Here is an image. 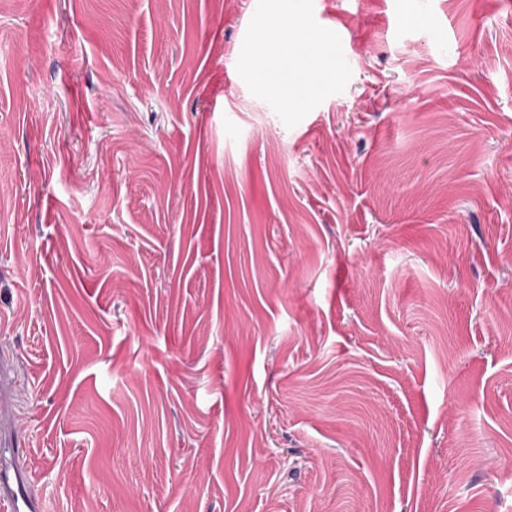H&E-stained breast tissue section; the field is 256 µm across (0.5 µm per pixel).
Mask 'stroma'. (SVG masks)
<instances>
[{"instance_id": "35a3bbf8", "label": "stroma", "mask_w": 512, "mask_h": 512, "mask_svg": "<svg viewBox=\"0 0 512 512\" xmlns=\"http://www.w3.org/2000/svg\"><path fill=\"white\" fill-rule=\"evenodd\" d=\"M290 15L303 102L294 50L252 76ZM508 455L512 0H0V462L44 512H512Z\"/></svg>"}]
</instances>
